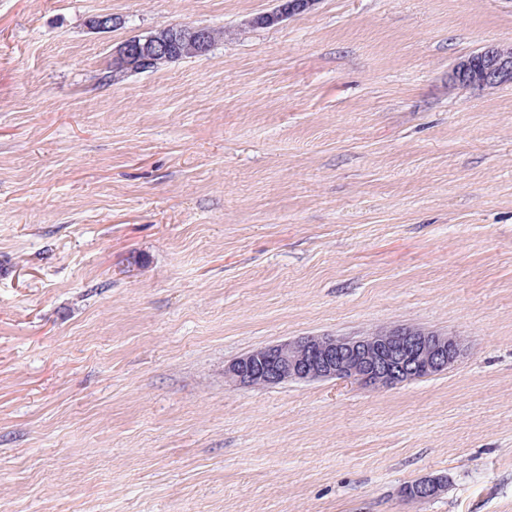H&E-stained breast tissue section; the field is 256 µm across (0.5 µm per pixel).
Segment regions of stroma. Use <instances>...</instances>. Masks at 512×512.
Returning a JSON list of instances; mask_svg holds the SVG:
<instances>
[{
    "label": "stroma",
    "instance_id": "obj_1",
    "mask_svg": "<svg viewBox=\"0 0 512 512\" xmlns=\"http://www.w3.org/2000/svg\"><path fill=\"white\" fill-rule=\"evenodd\" d=\"M276 5L0 0V512H512V84L450 77L512 45V0L251 27ZM174 24L220 36L114 71ZM394 326L467 350L389 388L224 381ZM205 29L207 30V35L205 31L200 27H191L189 28V31L193 34L199 43L204 44L206 39L208 40L207 51L203 52L195 40L191 38H183L173 45L170 58H168V55L171 49V42L169 38L163 33L149 37L143 43L135 41L136 39L130 40L135 42L124 43L116 50L115 70L123 72L134 68L136 65L141 67H149L152 64L154 65L150 68H156L158 65L173 60L204 55L210 50L214 42H216L217 38L219 37V33L214 29L209 27H205ZM166 58L168 59L158 62ZM445 488L441 477L418 480L404 489L405 497L413 501H425L436 497Z\"/></svg>",
    "mask_w": 512,
    "mask_h": 512
}]
</instances>
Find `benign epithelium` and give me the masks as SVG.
Listing matches in <instances>:
<instances>
[{
  "instance_id": "obj_1",
  "label": "benign epithelium",
  "mask_w": 512,
  "mask_h": 512,
  "mask_svg": "<svg viewBox=\"0 0 512 512\" xmlns=\"http://www.w3.org/2000/svg\"><path fill=\"white\" fill-rule=\"evenodd\" d=\"M314 0H279L257 22L273 26L307 11ZM171 42L165 34L145 42H127L116 50L115 69L148 67L168 58ZM451 78L465 85L496 88L512 83V48L492 45L460 58ZM466 346L457 336L393 327L365 336H301L253 350L224 369L233 387L270 386L283 382L353 380L365 386L394 387L448 370ZM445 488L440 477L418 480L404 489L405 497L425 501Z\"/></svg>"
}]
</instances>
